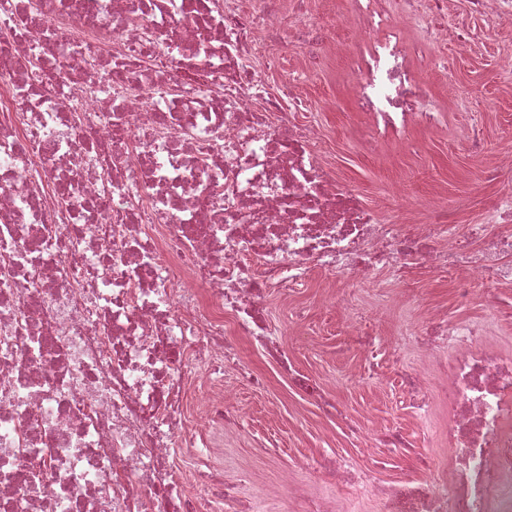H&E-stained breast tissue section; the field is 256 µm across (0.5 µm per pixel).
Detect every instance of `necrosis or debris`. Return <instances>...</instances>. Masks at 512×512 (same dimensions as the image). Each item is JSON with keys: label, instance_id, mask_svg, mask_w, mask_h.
Masks as SVG:
<instances>
[{"label": "necrosis or debris", "instance_id": "1", "mask_svg": "<svg viewBox=\"0 0 512 512\" xmlns=\"http://www.w3.org/2000/svg\"><path fill=\"white\" fill-rule=\"evenodd\" d=\"M380 2L340 20L378 35L349 87L376 143L442 123L431 60L408 68ZM289 26L310 56L335 54L308 0H0V512H258L252 473L226 480L211 435L244 414L225 373L266 383L237 336L290 371L269 292L413 260L447 265L464 298L493 277L512 192L463 234L439 198L427 223L379 219L331 176L298 77L268 84ZM348 330L421 419L431 386L451 391L454 460L383 487L333 455L305 469L380 492L385 512H512V357L481 346L485 326L429 313L411 336L462 353L407 371L362 321Z\"/></svg>", "mask_w": 512, "mask_h": 512}]
</instances>
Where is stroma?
Segmentation results:
<instances>
[{"label":"stroma","instance_id":"35a3bbf8","mask_svg":"<svg viewBox=\"0 0 512 512\" xmlns=\"http://www.w3.org/2000/svg\"><path fill=\"white\" fill-rule=\"evenodd\" d=\"M446 24L449 40L427 46L426 52L448 62L447 74L427 79L447 122L439 129L414 130L405 144L367 150L369 134L348 99L351 73L344 56L308 64L288 34L278 47L282 68L270 73L269 80L274 83L293 69L310 67L311 78L301 92L321 126L332 173L365 206L387 219L411 221L424 212L428 199L442 195L458 202L455 222L463 229L481 223L512 184V175L489 176L500 151L512 144V79L498 66L501 58L512 56V24L472 14L467 0H448ZM463 31L470 43L460 51L452 37ZM448 80L456 87L455 95L444 90ZM470 130L478 132L481 151L469 148L465 135ZM457 288L447 273L436 269L413 268L406 281L380 269L361 283L316 270L299 293L267 295L264 310L296 370L315 377L352 415L365 418L369 428L402 431L414 448L442 466L449 459L442 393L434 392L431 419L422 421L401 398L393 373L364 371L362 357L340 329L352 316L377 319L381 339L401 346L404 366H416L426 357L442 365L451 361L452 349L432 353L425 346L405 343L408 331L427 311L438 310L452 320L483 323L484 343L512 353V280L487 281L466 300L459 298ZM297 311L302 320L295 325L291 317ZM236 390L246 423L225 428L219 437L224 474L231 480L238 469L253 472L261 512H279L281 499L288 496V486L279 481L284 468L293 470L295 483L323 497L332 512H380L371 493H348L302 468L303 460L324 450L335 451L353 466H375V476L383 482L424 475L402 449L355 442L280 378L260 390L241 380Z\"/></svg>","mask_w":512,"mask_h":512}]
</instances>
